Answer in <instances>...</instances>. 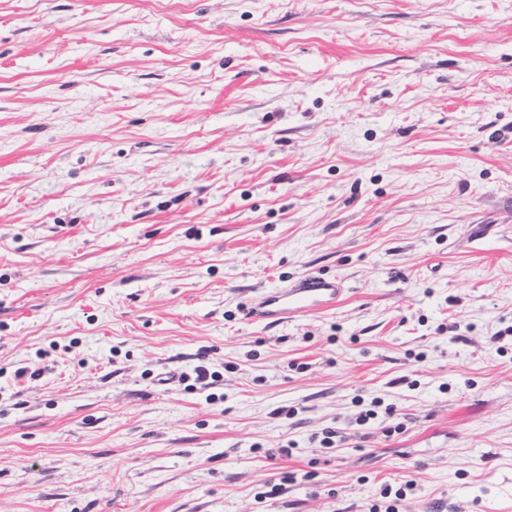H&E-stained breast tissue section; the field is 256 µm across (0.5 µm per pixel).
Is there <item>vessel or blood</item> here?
<instances>
[{"label": "vessel or blood", "mask_w": 512, "mask_h": 512, "mask_svg": "<svg viewBox=\"0 0 512 512\" xmlns=\"http://www.w3.org/2000/svg\"><path fill=\"white\" fill-rule=\"evenodd\" d=\"M345 288L342 280L308 273L284 286L256 291L245 308L248 319L277 323L336 307Z\"/></svg>", "instance_id": "vessel-or-blood-1"}]
</instances>
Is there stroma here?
Wrapping results in <instances>:
<instances>
[{"instance_id": "1", "label": "stroma", "mask_w": 512, "mask_h": 512, "mask_svg": "<svg viewBox=\"0 0 512 512\" xmlns=\"http://www.w3.org/2000/svg\"><path fill=\"white\" fill-rule=\"evenodd\" d=\"M511 325L512 0H0V512H512ZM345 290L343 281L336 277L308 273L288 280L282 287L256 291L245 307V315L272 324L330 310L336 307Z\"/></svg>"}]
</instances>
